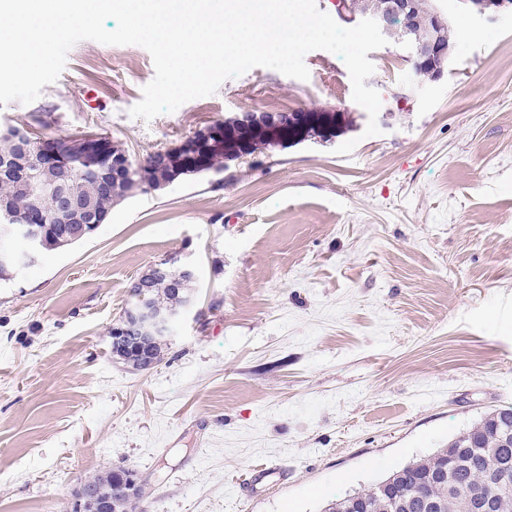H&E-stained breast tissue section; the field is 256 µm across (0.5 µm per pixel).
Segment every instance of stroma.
<instances>
[{
  "instance_id": "stroma-1",
  "label": "stroma",
  "mask_w": 512,
  "mask_h": 512,
  "mask_svg": "<svg viewBox=\"0 0 512 512\" xmlns=\"http://www.w3.org/2000/svg\"><path fill=\"white\" fill-rule=\"evenodd\" d=\"M435 5L470 38L425 84L403 49L369 52L378 136L323 50L308 80L256 67L146 122L150 54L84 40L34 102L0 106V128L104 134L137 159L248 109L341 110L357 142L135 192L0 280V512H67L110 470L136 474L135 512H321L512 407V14ZM164 261L196 300L137 371L110 332ZM260 462L285 477L254 483Z\"/></svg>"
}]
</instances>
